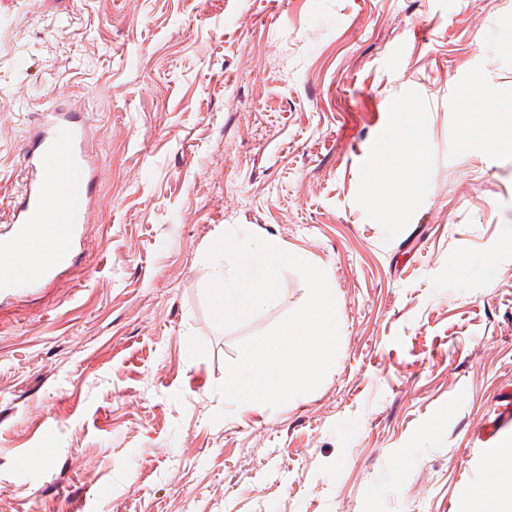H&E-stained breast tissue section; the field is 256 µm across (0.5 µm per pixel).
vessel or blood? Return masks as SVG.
Returning <instances> with one entry per match:
<instances>
[{
	"label": "vessel or blood",
	"instance_id": "obj_1",
	"mask_svg": "<svg viewBox=\"0 0 512 512\" xmlns=\"http://www.w3.org/2000/svg\"><path fill=\"white\" fill-rule=\"evenodd\" d=\"M87 141L83 114L70 107L43 109L29 130L23 154L25 182L9 220L0 225V297L50 279L68 263L81 225L93 223L98 166ZM49 215L66 225L65 244L18 257L15 242L30 238L35 224Z\"/></svg>",
	"mask_w": 512,
	"mask_h": 512
}]
</instances>
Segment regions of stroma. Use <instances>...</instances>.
<instances>
[{
	"label": "stroma",
	"mask_w": 512,
	"mask_h": 512,
	"mask_svg": "<svg viewBox=\"0 0 512 512\" xmlns=\"http://www.w3.org/2000/svg\"><path fill=\"white\" fill-rule=\"evenodd\" d=\"M512 0H0V222L23 140L81 108L99 166L88 249L0 297V512H468L477 446L512 393ZM413 121L427 174L399 210L371 144ZM254 233L325 267L336 362L247 409L217 391L214 239ZM484 121L477 130L466 128L463 132V139L467 141L472 137L479 136L480 139L490 147H496L500 143V113L484 112L482 113Z\"/></svg>",
	"instance_id": "stroma-1"
}]
</instances>
